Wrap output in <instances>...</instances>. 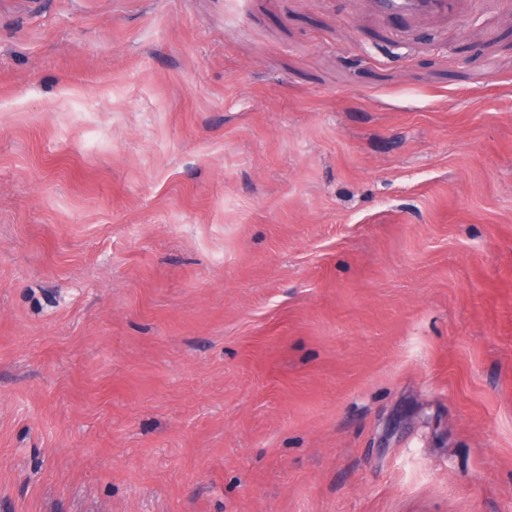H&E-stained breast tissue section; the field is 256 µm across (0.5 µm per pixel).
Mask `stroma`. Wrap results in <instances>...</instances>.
Returning a JSON list of instances; mask_svg holds the SVG:
<instances>
[{"label":"stroma","instance_id":"1","mask_svg":"<svg viewBox=\"0 0 512 512\" xmlns=\"http://www.w3.org/2000/svg\"><path fill=\"white\" fill-rule=\"evenodd\" d=\"M0 0V512H512V0ZM380 14L406 16L432 15L451 18L456 15L459 0H372Z\"/></svg>","mask_w":512,"mask_h":512}]
</instances>
